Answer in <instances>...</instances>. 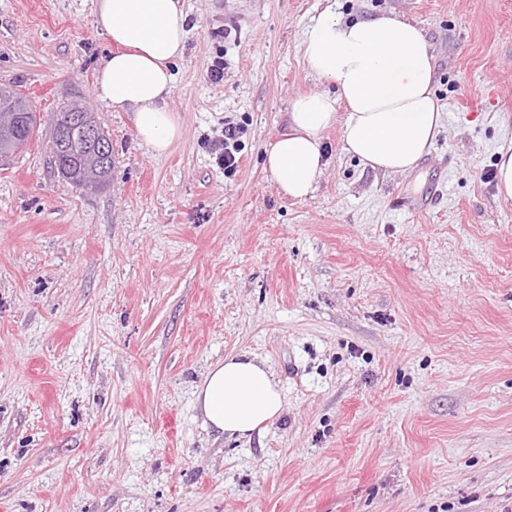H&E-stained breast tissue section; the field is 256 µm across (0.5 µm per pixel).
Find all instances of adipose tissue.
<instances>
[{"mask_svg": "<svg viewBox=\"0 0 512 512\" xmlns=\"http://www.w3.org/2000/svg\"><path fill=\"white\" fill-rule=\"evenodd\" d=\"M188 17L179 0H97L96 25L112 44L98 70L95 93L109 108L134 114L137 138L156 154L179 139L169 106L182 57ZM308 71L336 86L335 94L297 96L288 131L265 152V166L291 199L307 198L324 172L322 133L340 123L344 151L363 167L407 173L433 147L443 122L434 94V67L422 31L388 15L345 21L325 5L301 44ZM344 102V121L336 104ZM206 425L231 437L261 432L282 415L279 380L266 360L250 352L225 356L195 392Z\"/></svg>", "mask_w": 512, "mask_h": 512, "instance_id": "adipose-tissue-1", "label": "adipose tissue"}]
</instances>
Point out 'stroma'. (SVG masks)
I'll list each match as a JSON object with an SVG mask.
<instances>
[{
	"label": "stroma",
	"mask_w": 512,
	"mask_h": 512,
	"mask_svg": "<svg viewBox=\"0 0 512 512\" xmlns=\"http://www.w3.org/2000/svg\"><path fill=\"white\" fill-rule=\"evenodd\" d=\"M179 2L181 137L159 156L95 94V0H0V83L40 124L0 170V512H512V199L493 177L512 0H336L422 30L443 126L385 175L333 124L302 201L264 150L298 94L334 90L301 55L323 0ZM73 99L112 140L94 191L49 163ZM228 121L245 129L230 175L212 150ZM239 351L285 410L230 439L194 392Z\"/></svg>",
	"instance_id": "stroma-1"
}]
</instances>
